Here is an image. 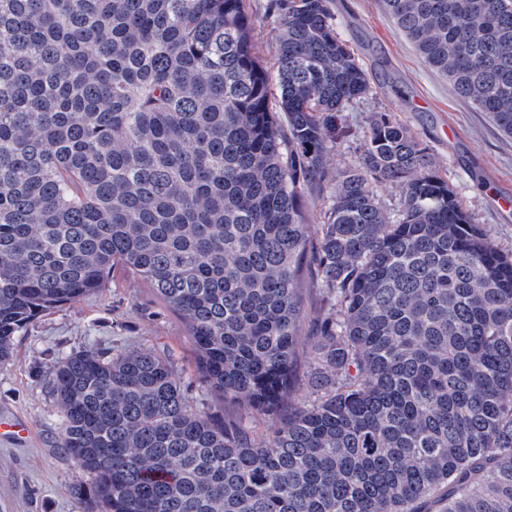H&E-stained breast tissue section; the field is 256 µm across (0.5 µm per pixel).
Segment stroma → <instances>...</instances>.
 Instances as JSON below:
<instances>
[{
  "label": "stroma",
  "mask_w": 512,
  "mask_h": 512,
  "mask_svg": "<svg viewBox=\"0 0 512 512\" xmlns=\"http://www.w3.org/2000/svg\"><path fill=\"white\" fill-rule=\"evenodd\" d=\"M247 7L255 48L272 62L280 19L270 0H247ZM332 9L341 38L371 77L372 91L342 113L328 169L335 173L357 160L373 113H393L427 147L476 223L501 249L512 250V207L496 203L512 194V138L425 65L383 0H332ZM78 350L157 353L179 376L193 411L217 419L249 418L260 437L274 424L273 418L212 393L183 322L140 280L117 271L107 288L39 316L15 336L11 358L0 362V417L17 418L30 429L27 440H0V512H79L70 489L86 477L58 446L60 407L48 373L57 354Z\"/></svg>",
  "instance_id": "1"
}]
</instances>
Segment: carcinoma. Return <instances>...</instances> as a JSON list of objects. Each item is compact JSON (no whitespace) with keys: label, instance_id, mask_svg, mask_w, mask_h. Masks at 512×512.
<instances>
[{"label":"carcinoma","instance_id":"cac0c4a2","mask_svg":"<svg viewBox=\"0 0 512 512\" xmlns=\"http://www.w3.org/2000/svg\"><path fill=\"white\" fill-rule=\"evenodd\" d=\"M384 5L512 137V0ZM275 8L272 73L246 0H0V361L121 268L183 321L209 389L276 423L259 440L193 411L152 351L62 354L84 512H512V253L389 112L331 175L369 75L332 0ZM305 270L327 310L296 403ZM331 187H312L306 191L305 203L308 224H320L323 220V214L329 202Z\"/></svg>","mask_w":512,"mask_h":512}]
</instances>
